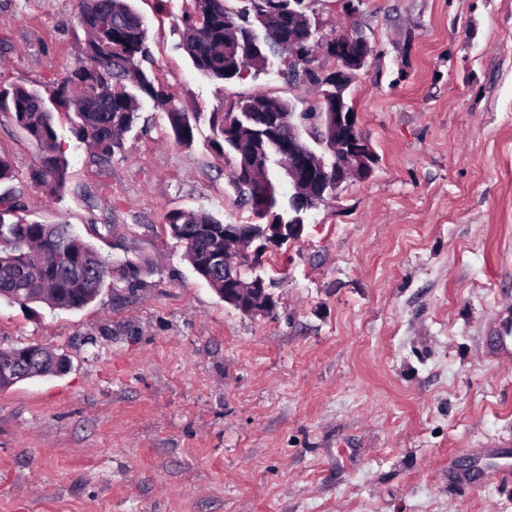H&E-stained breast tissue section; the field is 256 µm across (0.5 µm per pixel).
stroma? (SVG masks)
I'll return each instance as SVG.
<instances>
[{
  "label": "stroma",
  "mask_w": 512,
  "mask_h": 512,
  "mask_svg": "<svg viewBox=\"0 0 512 512\" xmlns=\"http://www.w3.org/2000/svg\"><path fill=\"white\" fill-rule=\"evenodd\" d=\"M132 5L156 83L200 115L192 147L149 102L107 160L56 116L52 196L0 112V196L154 266L79 310L0 300V348L70 360L0 390V512H512L511 489L448 481L450 453L512 439V364L487 351L493 331L512 344V0H360L373 52L349 95L378 162L262 256L258 316L195 275L166 216L249 223L208 116L257 93L302 112L315 89L279 58L206 76L179 47L184 0ZM82 37L76 0H0V84L49 86Z\"/></svg>",
  "instance_id": "35a3bbf8"
}]
</instances>
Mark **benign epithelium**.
I'll use <instances>...</instances> for the list:
<instances>
[{
	"instance_id": "obj_1",
	"label": "benign epithelium",
	"mask_w": 512,
	"mask_h": 512,
	"mask_svg": "<svg viewBox=\"0 0 512 512\" xmlns=\"http://www.w3.org/2000/svg\"><path fill=\"white\" fill-rule=\"evenodd\" d=\"M300 28L312 31L316 37L317 27L312 24L304 7L288 8V31ZM372 47L362 27L353 22L340 32H335L326 41V53L336 60V70L322 75L329 88L328 97L322 99L328 111L320 113L318 125L323 127L327 138L336 151L339 162L332 173L326 170L306 148L304 136L310 132L300 118V113L291 112L288 124L275 120L274 129L284 139L283 149L288 153V182L292 193L289 201L300 211L311 203H324L350 178L363 179L374 170L375 151L370 140L359 130L357 115L348 105V90L357 74L368 63ZM288 59L292 65L320 73L318 54L311 52L302 56L298 41L288 37ZM304 229L302 224H265L259 232H250L243 224L224 225V246L214 247L208 262L215 267H224V302L248 315L267 313L273 304L272 295L263 279L256 277L245 281L239 275L230 274L239 264L257 259L272 247L298 239ZM51 356L55 372H67L69 363L57 354L41 346H27L20 352L5 355L0 352V382H12L21 376L35 377L36 364L45 356Z\"/></svg>"
}]
</instances>
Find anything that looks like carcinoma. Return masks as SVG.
<instances>
[{
    "label": "carcinoma",
    "instance_id": "carcinoma-1",
    "mask_svg": "<svg viewBox=\"0 0 512 512\" xmlns=\"http://www.w3.org/2000/svg\"><path fill=\"white\" fill-rule=\"evenodd\" d=\"M250 7L233 16L226 0H189L181 18L180 46L193 66L218 80H234L271 64L288 41V0H248ZM77 19L86 39L74 69L44 90L12 84L0 86V112L37 145L40 166L32 174L51 195H61L68 183V162L58 141L55 114L68 116L77 138L91 146L99 159L124 148L123 136L137 119L142 100L165 113L171 136L183 147L194 143L198 113L185 112L173 96L150 75L154 61L146 43V29L128 0H78ZM286 99L258 93L229 112H213L211 148L234 159L232 180L240 203L255 225L299 224L286 207L275 175H261L262 192L255 198L253 178L238 153L241 135L257 130L263 115L278 112L288 118ZM255 152L263 163L280 161V147L270 135L258 139ZM20 196L0 197V299L42 302L53 309H81L94 301L107 282L132 287L152 267L127 260L112 265L91 243L65 224L20 220ZM170 235L183 244L195 273L213 289L224 290V272L201 267L213 235L224 233V221L214 215L183 209L167 214Z\"/></svg>",
    "mask_w": 512,
    "mask_h": 512
}]
</instances>
